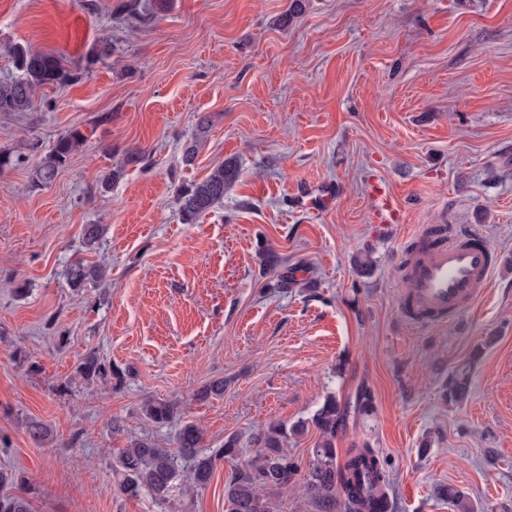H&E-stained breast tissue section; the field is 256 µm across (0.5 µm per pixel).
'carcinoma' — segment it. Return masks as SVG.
Segmentation results:
<instances>
[{"label":"carcinoma","mask_w":512,"mask_h":512,"mask_svg":"<svg viewBox=\"0 0 512 512\" xmlns=\"http://www.w3.org/2000/svg\"><path fill=\"white\" fill-rule=\"evenodd\" d=\"M122 10L128 20L139 25L153 20V13L141 9L134 0H126ZM8 55L19 76L0 80V112H27L33 107L35 88L62 86L77 78V74L62 68L52 54L15 44L9 47ZM84 139L77 129L59 135L37 165L35 181L44 185L54 181ZM234 179L235 170L221 164L203 180L185 188L179 196L184 223H193L224 200V191ZM68 276L71 285L80 288L89 281L101 279L103 273L78 261L70 267ZM79 373L88 380L110 379L112 365L89 355L79 366ZM469 384L467 370L456 371L448 383V400L463 402ZM372 404L373 396L367 389L361 390L352 403L329 397L311 418H301L290 425L274 423L258 433L253 438L256 452L249 460L242 459L240 441L233 435L211 454H201L202 432L193 423L181 426L174 451L161 448L150 439L135 438L119 449L114 460L115 486L119 493L131 498L147 491L157 504L164 506L179 481L191 489H206L217 464L223 461L232 466L224 483L227 512H270V499L263 492L274 493L299 477L305 480L320 512H336L339 505L343 512H388L389 478L375 450L367 446L352 448L342 464L336 457V436L345 428L351 413L365 414ZM143 411L152 422L164 425L174 418L175 403L151 399L145 401ZM310 425L319 432L320 441L304 472L300 460L288 452V439L304 433ZM437 493L448 499L455 512H474L470 498L463 492L443 486L437 488ZM0 512H30V508L22 497L1 494Z\"/></svg>","instance_id":"obj_1"}]
</instances>
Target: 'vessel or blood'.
I'll list each match as a JSON object with an SVG mask.
<instances>
[{
    "label": "vessel or blood",
    "instance_id": "1",
    "mask_svg": "<svg viewBox=\"0 0 512 512\" xmlns=\"http://www.w3.org/2000/svg\"><path fill=\"white\" fill-rule=\"evenodd\" d=\"M373 219L398 224L402 211L385 191H375ZM491 252L485 238L470 227L448 225L440 242L422 240L407 273L404 301L421 321L455 316L490 293Z\"/></svg>",
    "mask_w": 512,
    "mask_h": 512
}]
</instances>
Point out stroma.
I'll return each mask as SVG.
<instances>
[{
    "label": "stroma",
    "mask_w": 512,
    "mask_h": 512,
    "mask_svg": "<svg viewBox=\"0 0 512 512\" xmlns=\"http://www.w3.org/2000/svg\"><path fill=\"white\" fill-rule=\"evenodd\" d=\"M122 0H0L3 49L57 55L81 77L0 112V468L30 512H226L228 463L199 492L119 494L117 449L203 452L312 417L370 389L338 459L368 446L390 474V512H512V0H170L131 25ZM109 56L86 57L101 44ZM206 134H199L200 118ZM86 137L54 182L35 167L58 135ZM201 146L192 165L184 149ZM140 159L127 163L129 152ZM224 199L183 223L179 194L214 167ZM380 179L403 221L372 224ZM100 225L95 247L84 228ZM478 227L492 292L443 323L404 306L416 233ZM368 252L373 265L359 272ZM101 281L70 287L75 261ZM290 280L287 288L279 279ZM123 370L80 378L88 355ZM469 366L459 405L446 386ZM223 380L224 394L197 393ZM149 399L177 404L158 425ZM48 430L32 440L30 422Z\"/></svg>",
    "instance_id": "1"
}]
</instances>
